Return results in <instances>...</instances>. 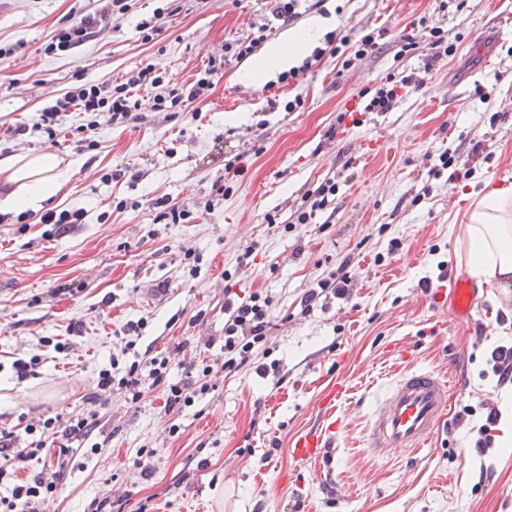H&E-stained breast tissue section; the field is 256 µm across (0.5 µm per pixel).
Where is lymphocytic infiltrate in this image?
I'll list each match as a JSON object with an SVG mask.
<instances>
[{
  "label": "lymphocytic infiltrate",
  "instance_id": "f902f5d3",
  "mask_svg": "<svg viewBox=\"0 0 512 512\" xmlns=\"http://www.w3.org/2000/svg\"><path fill=\"white\" fill-rule=\"evenodd\" d=\"M130 7L131 0H104L99 14L82 17L79 22L54 34L46 46L47 52H64L89 41L96 36L102 18L125 13ZM384 36L385 32L381 29L370 31L355 40L329 32L325 49L315 50L305 59L302 68L311 69L326 52L348 57L352 61L362 59L376 49ZM398 44L399 53L403 56L426 50L432 59L439 60L453 51L441 27H428L423 17L412 22L409 32L399 35ZM220 71V64H210L193 83L178 86L166 79L154 64L149 63L139 69L136 75L117 84L86 82L70 87L56 98L53 105L43 109L41 120L50 128L59 124L67 112L78 110L91 115L106 112L112 122L121 123L130 118L133 112L142 109L158 111L167 106L178 108L184 103L202 98L212 90ZM143 85L152 90L151 97L146 100L134 94L135 87ZM422 86V80L411 75L400 78L387 75L377 83L363 109L367 112L390 111L396 105L400 91L417 90ZM272 305V296L261 291L244 297L235 293L228 294L224 301V359L218 367L224 373L231 374L250 365L257 351L265 348L269 341ZM167 365V359L153 357L131 362L118 375L108 369L101 370L97 391L92 394L91 400L95 403L103 402L104 392L115 391L123 396L126 403L135 405L140 403L147 390L160 388L165 393V412L178 411L183 405L191 403L196 395L209 390L208 378L216 368L210 364H193L187 368L184 379L172 382L168 379ZM61 479V470L52 469L41 473L33 481H17L11 490L10 499L5 502L6 512H37L49 494L56 490Z\"/></svg>",
  "mask_w": 512,
  "mask_h": 512
}]
</instances>
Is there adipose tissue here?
<instances>
[{
    "label": "adipose tissue",
    "instance_id": "adipose-tissue-1",
    "mask_svg": "<svg viewBox=\"0 0 512 512\" xmlns=\"http://www.w3.org/2000/svg\"><path fill=\"white\" fill-rule=\"evenodd\" d=\"M308 49V38L291 36L275 45L252 66L251 80L263 81L268 72L293 65ZM56 159L47 154L24 155L10 159L12 180L21 182L25 192L6 197V206L26 209L53 195L58 184L52 175ZM464 246L462 259L469 272L497 288L512 287V187L483 194L459 227Z\"/></svg>",
    "mask_w": 512,
    "mask_h": 512
}]
</instances>
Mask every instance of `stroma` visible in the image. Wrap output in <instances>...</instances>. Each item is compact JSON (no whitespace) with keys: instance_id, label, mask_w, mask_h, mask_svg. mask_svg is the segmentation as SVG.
I'll list each match as a JSON object with an SVG mask.
<instances>
[{"instance_id":"35a3bbf8","label":"stroma","mask_w":512,"mask_h":512,"mask_svg":"<svg viewBox=\"0 0 512 512\" xmlns=\"http://www.w3.org/2000/svg\"><path fill=\"white\" fill-rule=\"evenodd\" d=\"M326 7L288 26L263 0H135L93 41L48 54L54 32L96 13L97 0H0V43L15 49L0 77V201L22 191L3 167L17 155L55 156L60 184L37 208L0 204V431L26 444L31 424L54 438L46 458L18 472L31 479L63 463L43 512L100 504L117 512L128 499L147 500L150 512H512V447L475 452L489 408L512 409V383L498 384L488 361L495 346L512 343V295L485 286L462 325L421 285L464 272L465 211L484 187L512 183V27L492 34L490 61L470 44L494 14L512 16V0ZM159 8L156 32L144 36L141 22ZM422 16L447 31L451 56H399L394 34ZM315 18L325 33L384 27L390 35L350 70L326 55L281 87L282 96H300L297 111H268L269 91L248 79L246 60L224 66L195 115L143 110L117 125L103 115L90 145L78 131L83 113H69L52 139L42 126L43 109L78 80L121 81L146 60L188 84L252 25L271 24L276 44ZM390 73L426 83L391 111H363L362 91ZM366 139L381 141L382 157L361 155ZM447 150L469 161L470 179L434 175ZM238 154L246 170L235 177L224 165ZM328 180L333 202L297 223L308 192ZM161 197L189 218H161ZM63 209L84 211L83 223L47 234L41 215ZM393 238L401 247L391 255ZM251 244L249 264L239 265ZM187 249L200 257L194 276ZM348 257L351 298L303 312L305 292ZM228 285L274 300L268 349L256 358L266 374L249 366L211 375L208 393L171 414L159 389L134 407L114 394L92 408L88 397L112 356H167L174 381L189 364L221 356ZM141 319L137 345L126 349ZM33 357L34 375L18 378L15 361ZM409 360L447 378L450 416L422 449L371 456L369 420ZM336 381L350 392L330 446L298 461L292 441L317 424L320 395ZM92 410L89 437L59 456L67 422ZM143 448L156 456L141 459Z\"/></svg>"}]
</instances>
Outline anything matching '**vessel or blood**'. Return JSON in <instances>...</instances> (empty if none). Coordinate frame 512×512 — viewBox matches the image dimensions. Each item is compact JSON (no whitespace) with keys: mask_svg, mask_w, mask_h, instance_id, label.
Returning <instances> with one entry per match:
<instances>
[{"mask_svg":"<svg viewBox=\"0 0 512 512\" xmlns=\"http://www.w3.org/2000/svg\"><path fill=\"white\" fill-rule=\"evenodd\" d=\"M451 314L460 323H468L477 303L479 289L466 276L450 280ZM338 384L320 401L323 416L320 423L294 442V453L300 460L323 456L336 430L335 409L346 393ZM450 405L448 381L433 370L409 366L400 371L372 418L367 446L373 452L387 448L417 450L428 444L436 429L448 416Z\"/></svg>","mask_w":512,"mask_h":512,"instance_id":"obj_1","label":"vessel or blood"}]
</instances>
